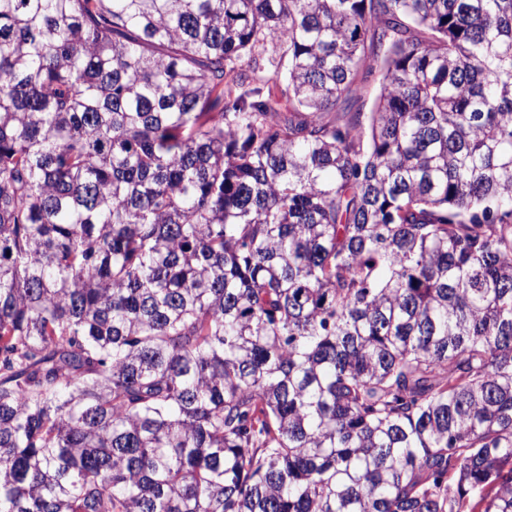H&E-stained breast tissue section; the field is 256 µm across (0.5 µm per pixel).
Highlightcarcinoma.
Wrapping results in <instances>:
<instances>
[{"mask_svg": "<svg viewBox=\"0 0 512 512\" xmlns=\"http://www.w3.org/2000/svg\"><path fill=\"white\" fill-rule=\"evenodd\" d=\"M474 495L512 512V0H0V512Z\"/></svg>", "mask_w": 512, "mask_h": 512, "instance_id": "carcinoma-1", "label": "carcinoma"}]
</instances>
